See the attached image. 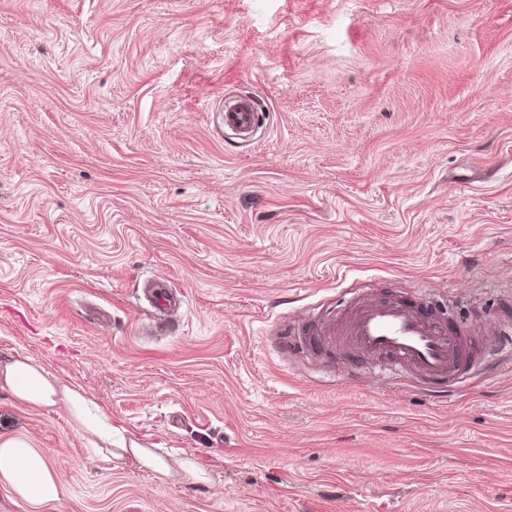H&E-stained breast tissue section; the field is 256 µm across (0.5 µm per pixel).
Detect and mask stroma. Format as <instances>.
<instances>
[{
	"mask_svg": "<svg viewBox=\"0 0 512 512\" xmlns=\"http://www.w3.org/2000/svg\"><path fill=\"white\" fill-rule=\"evenodd\" d=\"M423 284L477 347L512 308V0H0V360L209 476L0 390L63 483L0 512H512V355L439 397L280 345ZM256 103L243 101L233 105H223L224 128L237 132L242 137H248L256 128ZM325 324L329 323H321L316 324L312 327H307L302 331H294L288 334V331L284 333L283 344L288 349L290 347H298V346H308L312 345V339L309 336H328L325 335L327 332L324 328ZM110 455V458L121 460L124 459L125 456L131 455L134 457L138 463L142 466H145L151 469L159 479L167 478L172 476L174 473V469L172 465H170L166 460L162 457L156 455L150 448H144L141 444H139L135 440H130L129 444L122 441L118 448H115L112 451L107 450Z\"/></svg>",
	"mask_w": 512,
	"mask_h": 512,
	"instance_id": "35a3bbf8",
	"label": "stroma"
}]
</instances>
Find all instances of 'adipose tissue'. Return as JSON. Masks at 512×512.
<instances>
[{"label": "adipose tissue", "instance_id": "obj_1", "mask_svg": "<svg viewBox=\"0 0 512 512\" xmlns=\"http://www.w3.org/2000/svg\"><path fill=\"white\" fill-rule=\"evenodd\" d=\"M0 389L8 390L16 400L36 407L50 408L65 402L80 427L104 443L112 441V427L106 416L91 407L79 389L60 388L51 373L30 357L19 355L0 362ZM128 455L161 479L172 476L177 470L197 481L203 478L191 461L172 467L134 440L121 443L110 453L111 458L117 460ZM0 482L9 485L17 497L34 507L58 500L61 493V481L46 455L17 436H0Z\"/></svg>", "mask_w": 512, "mask_h": 512}]
</instances>
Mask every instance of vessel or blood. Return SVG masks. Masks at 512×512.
Here are the masks:
<instances>
[{"mask_svg":"<svg viewBox=\"0 0 512 512\" xmlns=\"http://www.w3.org/2000/svg\"><path fill=\"white\" fill-rule=\"evenodd\" d=\"M257 108L243 101L223 108L225 128L249 136ZM344 342L371 353L377 373L409 369L430 380L465 378L474 363H486L512 348V323L494 336L488 348L471 354L459 319L449 316L445 300L428 290L406 299L371 296L350 304L342 330Z\"/></svg>","mask_w":512,"mask_h":512,"instance_id":"vessel-or-blood-1","label":"vessel or blood"}]
</instances>
